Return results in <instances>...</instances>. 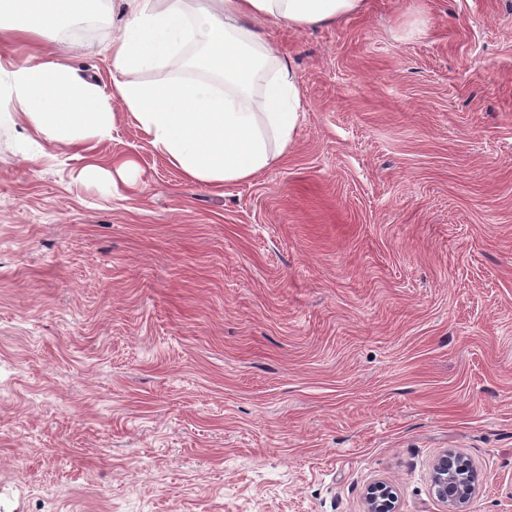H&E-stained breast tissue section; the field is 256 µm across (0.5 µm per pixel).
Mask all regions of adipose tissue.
<instances>
[{
    "label": "adipose tissue",
    "mask_w": 512,
    "mask_h": 512,
    "mask_svg": "<svg viewBox=\"0 0 512 512\" xmlns=\"http://www.w3.org/2000/svg\"><path fill=\"white\" fill-rule=\"evenodd\" d=\"M366 0H0V42H66L79 24H112L110 87L43 47L0 65V113L28 130L30 159L80 150L124 112L191 181L252 179L293 146L304 100L292 60L261 24L293 29L361 13Z\"/></svg>",
    "instance_id": "1"
}]
</instances>
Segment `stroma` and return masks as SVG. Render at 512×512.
I'll return each mask as SVG.
<instances>
[{"instance_id":"1","label":"stroma","mask_w":512,"mask_h":512,"mask_svg":"<svg viewBox=\"0 0 512 512\" xmlns=\"http://www.w3.org/2000/svg\"><path fill=\"white\" fill-rule=\"evenodd\" d=\"M424 35H414L417 24ZM305 115L211 188L125 116L83 161L0 122V512H512V0L294 30ZM111 30L69 61L110 83ZM469 462L448 451L433 464L431 488L436 497L448 506V512H461L475 491L477 479ZM394 494L390 486L376 483L366 494L367 512H395Z\"/></svg>"}]
</instances>
